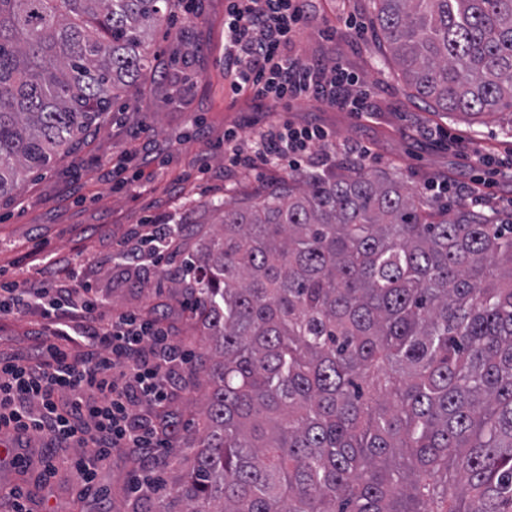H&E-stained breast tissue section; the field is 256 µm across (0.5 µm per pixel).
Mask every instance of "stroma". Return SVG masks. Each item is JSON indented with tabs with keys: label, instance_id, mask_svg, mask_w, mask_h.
I'll list each match as a JSON object with an SVG mask.
<instances>
[{
	"label": "stroma",
	"instance_id": "stroma-1",
	"mask_svg": "<svg viewBox=\"0 0 512 512\" xmlns=\"http://www.w3.org/2000/svg\"><path fill=\"white\" fill-rule=\"evenodd\" d=\"M226 0H193L191 13L174 5L168 24L157 37L161 53L158 73L142 77V90L129 103L116 102L105 121L90 129L75 156L57 159L50 170L31 174L16 198L0 199V277L23 281L35 277L29 261L35 244L70 263L80 282L107 300L112 313L164 310L179 335L190 337L197 366L207 363L208 343L197 336L175 296L174 273L196 254L204 235L218 229L211 206L232 197L257 193L285 178L288 168L254 164L224 169V131L237 127L241 148L253 133L290 120L332 129L337 144L372 146L366 166L382 169L418 191L429 182H466L468 160L457 150L428 138L442 128L450 136L476 142L497 157L512 156V137L504 135L497 117L468 124L430 112L411 99V90L388 60L382 36L373 24L372 0H306L308 23L297 36L302 57L344 63L370 86L377 112L369 119L314 101H300L291 110L265 109L260 102L231 95L224 81V9ZM355 16L362 34L346 29ZM131 156L130 171L141 174L147 189L115 187L108 171L113 162ZM173 220L182 231L162 264L149 257L131 262L113 252L116 240L140 247L151 224ZM204 387L183 384L170 403L175 433L160 465L163 474L181 475L179 450L202 430ZM47 443L40 437H10L0 448V488L23 487L30 512H155V498H138L129 482L144 465L115 453L98 471L96 489L83 492L66 469L45 470Z\"/></svg>",
	"mask_w": 512,
	"mask_h": 512
}]
</instances>
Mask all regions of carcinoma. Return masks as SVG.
Returning <instances> with one entry per match:
<instances>
[{"mask_svg": "<svg viewBox=\"0 0 512 512\" xmlns=\"http://www.w3.org/2000/svg\"><path fill=\"white\" fill-rule=\"evenodd\" d=\"M168 0H0V198L149 67ZM405 83L512 136V0H373ZM203 433L160 512H512V214L361 163L215 208Z\"/></svg>", "mask_w": 512, "mask_h": 512, "instance_id": "carcinoma-1", "label": "carcinoma"}]
</instances>
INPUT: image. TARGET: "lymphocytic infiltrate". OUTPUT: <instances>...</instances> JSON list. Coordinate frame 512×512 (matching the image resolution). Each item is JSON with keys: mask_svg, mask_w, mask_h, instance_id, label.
<instances>
[{"mask_svg": "<svg viewBox=\"0 0 512 512\" xmlns=\"http://www.w3.org/2000/svg\"><path fill=\"white\" fill-rule=\"evenodd\" d=\"M302 2L227 0L224 79L231 92L277 107L313 100L357 116L373 112L358 74L339 63L293 54L305 20ZM329 140L320 126H270L246 152L235 130L224 133L232 166L258 160L297 169L312 147ZM4 314L31 316L35 323L29 352L0 358V432L78 447V456L55 457L51 463L73 470L85 488L116 451L157 456L168 448L172 422L164 410L172 372L190 358L160 320L111 314L92 288H59L45 280L9 289L0 299ZM141 404L154 408L156 418L139 417Z\"/></svg>", "mask_w": 512, "mask_h": 512, "instance_id": "lymphocytic-infiltrate-1", "label": "lymphocytic infiltrate"}]
</instances>
